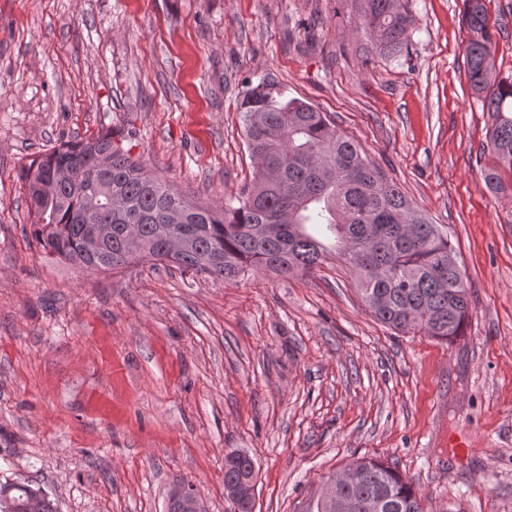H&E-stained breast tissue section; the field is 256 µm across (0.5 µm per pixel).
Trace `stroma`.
I'll list each match as a JSON object with an SVG mask.
<instances>
[{"mask_svg": "<svg viewBox=\"0 0 512 512\" xmlns=\"http://www.w3.org/2000/svg\"><path fill=\"white\" fill-rule=\"evenodd\" d=\"M395 58L349 0H0V483L59 512H165L174 481L233 512L224 457L256 465L254 512H306L354 458L425 512H512V195L466 77L463 0H400ZM512 80V0H486ZM327 114L447 233L470 292L443 342L377 321L352 269L227 282L149 261L45 259L20 170L118 131L173 188L218 207L253 178L240 103L262 80Z\"/></svg>", "mask_w": 512, "mask_h": 512, "instance_id": "35a3bbf8", "label": "stroma"}]
</instances>
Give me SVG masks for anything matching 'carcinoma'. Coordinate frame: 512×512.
Masks as SVG:
<instances>
[{"label": "carcinoma", "mask_w": 512, "mask_h": 512, "mask_svg": "<svg viewBox=\"0 0 512 512\" xmlns=\"http://www.w3.org/2000/svg\"><path fill=\"white\" fill-rule=\"evenodd\" d=\"M352 2L357 30L375 51L391 57L407 47L411 18L398 0ZM463 2L466 76L494 119L488 143L493 163L484 169V180L500 194L507 189L502 171L512 174V82L497 79L490 65L494 32L485 0ZM241 108L257 169L236 206L214 208L172 189L110 130L33 159L20 172L28 188L34 169L103 162L112 196L122 203L112 211L92 205L95 188L85 174L61 185L52 198L28 194L45 215L33 232L44 255L89 270L150 260L197 276L237 280L253 268L278 275L310 272L334 253L352 268L362 302L381 323L444 342L460 336L469 318L468 289L438 225L307 102L285 97L268 81L250 88ZM96 224L112 225V238L89 253L84 233ZM254 469L247 454L224 465V494L237 512H253L245 481ZM344 472L352 479L340 496L357 505L353 512H425L412 484L388 463L357 458ZM32 496L41 499V512H57L46 491L8 481L0 483V512H25Z\"/></svg>", "instance_id": "1"}]
</instances>
